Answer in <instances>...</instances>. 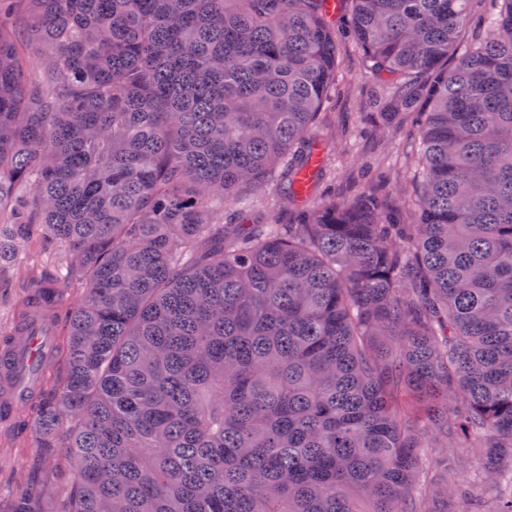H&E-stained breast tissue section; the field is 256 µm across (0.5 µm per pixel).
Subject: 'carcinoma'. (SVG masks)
<instances>
[{
    "label": "carcinoma",
    "mask_w": 512,
    "mask_h": 512,
    "mask_svg": "<svg viewBox=\"0 0 512 512\" xmlns=\"http://www.w3.org/2000/svg\"><path fill=\"white\" fill-rule=\"evenodd\" d=\"M326 0H0V256L55 345L6 512H512V0H351L394 107L421 111L398 224L312 203L336 76ZM454 66L448 67V60ZM288 185L295 224L224 209ZM469 448L453 466L425 449Z\"/></svg>",
    "instance_id": "carcinoma-1"
}]
</instances>
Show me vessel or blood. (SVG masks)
<instances>
[{"instance_id":"b4317fda","label":"vessel or blood","mask_w":512,"mask_h":512,"mask_svg":"<svg viewBox=\"0 0 512 512\" xmlns=\"http://www.w3.org/2000/svg\"><path fill=\"white\" fill-rule=\"evenodd\" d=\"M27 336L14 360L13 370L18 380L7 389L6 403L0 405V413L7 417L24 408L30 392L38 384V364L50 352L53 330L46 320L38 317L30 323Z\"/></svg>"}]
</instances>
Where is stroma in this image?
Instances as JSON below:
<instances>
[{
	"label": "stroma",
	"instance_id": "1",
	"mask_svg": "<svg viewBox=\"0 0 512 512\" xmlns=\"http://www.w3.org/2000/svg\"><path fill=\"white\" fill-rule=\"evenodd\" d=\"M347 5L336 12V91L321 115L325 198L343 199L359 188L385 187L391 205L410 200L414 166L411 145L416 136L412 117L386 112L391 90L367 74L360 51L349 37ZM49 477L34 448L0 447V494L22 479Z\"/></svg>",
	"mask_w": 512,
	"mask_h": 512
}]
</instances>
